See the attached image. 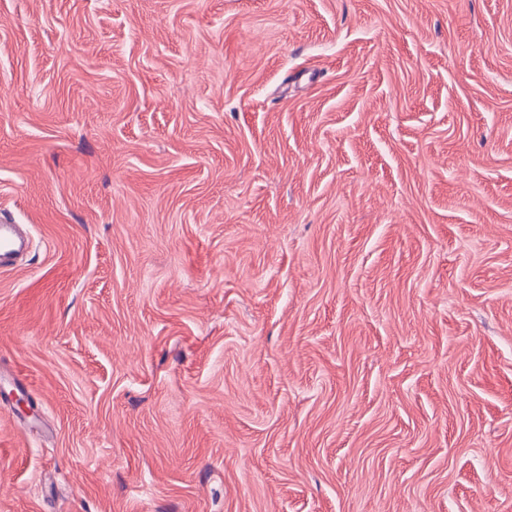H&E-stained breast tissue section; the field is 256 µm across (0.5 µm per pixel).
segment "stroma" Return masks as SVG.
<instances>
[{"mask_svg": "<svg viewBox=\"0 0 512 512\" xmlns=\"http://www.w3.org/2000/svg\"><path fill=\"white\" fill-rule=\"evenodd\" d=\"M0 512H512V0H0ZM25 244L23 235L14 224L0 225V265L10 266L12 257L20 252Z\"/></svg>", "mask_w": 512, "mask_h": 512, "instance_id": "1", "label": "stroma"}]
</instances>
